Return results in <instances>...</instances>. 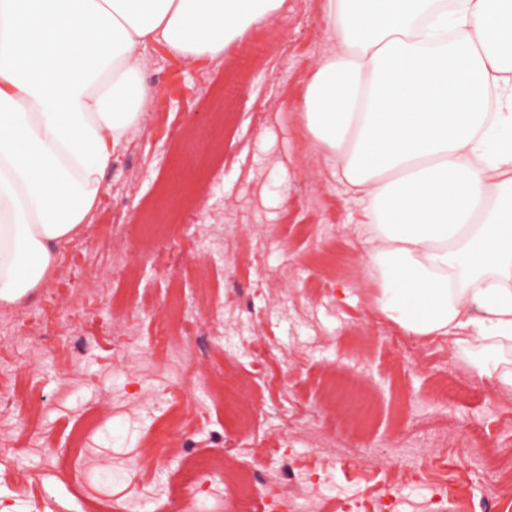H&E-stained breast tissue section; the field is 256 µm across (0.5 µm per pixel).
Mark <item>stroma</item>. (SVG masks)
I'll list each match as a JSON object with an SVG mask.
<instances>
[{
	"instance_id": "obj_1",
	"label": "stroma",
	"mask_w": 512,
	"mask_h": 512,
	"mask_svg": "<svg viewBox=\"0 0 512 512\" xmlns=\"http://www.w3.org/2000/svg\"><path fill=\"white\" fill-rule=\"evenodd\" d=\"M320 0H287L222 57L185 62L145 52L151 103L143 127L116 147L91 224L58 255L60 274L7 309L0 326V512H103L180 486L184 440L207 455L223 440L275 462L293 449L299 473L330 464L323 512L358 501L397 512L428 489L426 461H443L455 500L474 491L467 448L474 427L497 445L512 422V394L478 377L443 339L406 335L376 309L365 278L367 246L355 204L330 180L297 121L304 82L320 59ZM188 322L185 360L165 397L159 379L118 399L121 354L150 348L171 304ZM88 352L68 357L69 333ZM455 373L471 391L448 408L432 402L436 377ZM358 380L377 411L359 435L324 400L331 375ZM121 463L87 473L80 453ZM33 473L25 485L12 468Z\"/></svg>"
}]
</instances>
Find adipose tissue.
Wrapping results in <instances>:
<instances>
[{
	"instance_id": "1",
	"label": "adipose tissue",
	"mask_w": 512,
	"mask_h": 512,
	"mask_svg": "<svg viewBox=\"0 0 512 512\" xmlns=\"http://www.w3.org/2000/svg\"><path fill=\"white\" fill-rule=\"evenodd\" d=\"M286 0H0V308L57 271L143 121L144 51L215 59ZM297 119L406 334L512 393V0H321Z\"/></svg>"
}]
</instances>
